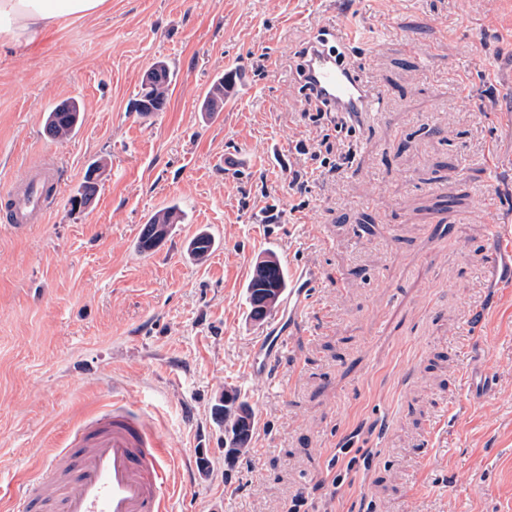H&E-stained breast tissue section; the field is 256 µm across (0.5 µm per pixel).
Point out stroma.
I'll return each mask as SVG.
<instances>
[{
	"instance_id": "stroma-1",
	"label": "stroma",
	"mask_w": 512,
	"mask_h": 512,
	"mask_svg": "<svg viewBox=\"0 0 512 512\" xmlns=\"http://www.w3.org/2000/svg\"><path fill=\"white\" fill-rule=\"evenodd\" d=\"M323 27L380 101L337 172L296 149L315 134L296 55ZM159 59L174 76L144 116ZM73 98L81 128L51 139L46 112ZM47 153L55 208L0 218V512L116 394L177 452L171 512H512V0H106L0 42V189ZM95 160L96 199L73 205ZM172 203L181 222L140 252ZM268 253L321 272L270 377L250 369L269 325L247 315ZM231 388L255 428L229 467ZM152 73H147L145 80L142 81L138 98L133 102L135 112H142L147 115L150 112H160L163 110L168 95L169 86L172 82V73L165 61H156L151 67ZM237 74H225L210 87L202 104V112H219L224 107V99L234 94ZM178 210L176 205L166 206L149 218L139 237L138 249L140 252H148L158 245L155 243L156 230H165L168 233L172 224L178 223Z\"/></svg>"
}]
</instances>
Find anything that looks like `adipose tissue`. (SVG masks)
<instances>
[{"label":"adipose tissue","mask_w":512,"mask_h":512,"mask_svg":"<svg viewBox=\"0 0 512 512\" xmlns=\"http://www.w3.org/2000/svg\"><path fill=\"white\" fill-rule=\"evenodd\" d=\"M106 0H0V36L28 46L67 17L97 13Z\"/></svg>","instance_id":"1"}]
</instances>
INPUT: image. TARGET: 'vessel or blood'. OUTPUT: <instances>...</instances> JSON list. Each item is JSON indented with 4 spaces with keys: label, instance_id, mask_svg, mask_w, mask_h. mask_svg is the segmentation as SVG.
I'll return each mask as SVG.
<instances>
[{
    "label": "vessel or blood",
    "instance_id": "b4317fda",
    "mask_svg": "<svg viewBox=\"0 0 512 512\" xmlns=\"http://www.w3.org/2000/svg\"><path fill=\"white\" fill-rule=\"evenodd\" d=\"M310 86L320 98L347 112L376 111L354 74L327 50L312 52L306 65ZM52 178L27 174L0 193V209L13 228L42 219L64 183L53 157L41 161ZM312 269L298 271L288 290V318L307 311L316 282ZM174 457L142 410L123 398L73 425L64 447L54 449L45 467L29 474L14 500L15 512H170L167 488Z\"/></svg>",
    "mask_w": 512,
    "mask_h": 512
}]
</instances>
